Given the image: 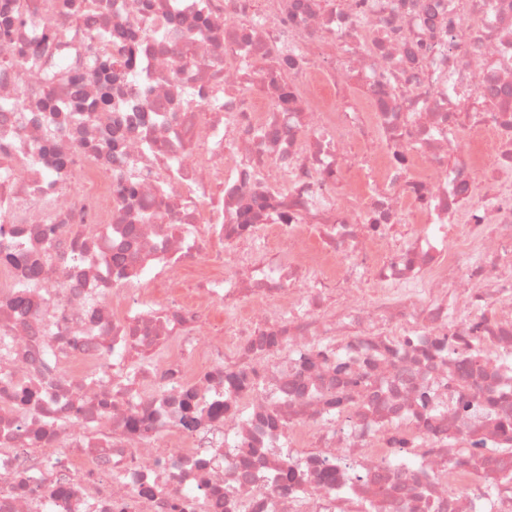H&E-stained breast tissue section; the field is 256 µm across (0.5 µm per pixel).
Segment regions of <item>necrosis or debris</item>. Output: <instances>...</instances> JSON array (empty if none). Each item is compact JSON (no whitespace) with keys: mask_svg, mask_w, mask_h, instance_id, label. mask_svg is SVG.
<instances>
[{"mask_svg":"<svg viewBox=\"0 0 512 512\" xmlns=\"http://www.w3.org/2000/svg\"><path fill=\"white\" fill-rule=\"evenodd\" d=\"M0 512H512V0H0Z\"/></svg>","mask_w":512,"mask_h":512,"instance_id":"4bbe7bcc","label":"necrosis or debris"}]
</instances>
